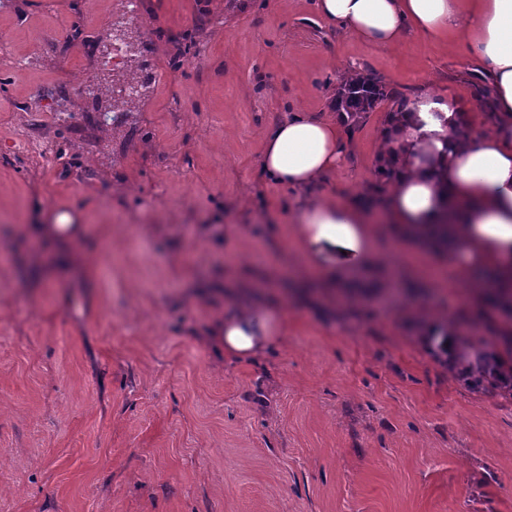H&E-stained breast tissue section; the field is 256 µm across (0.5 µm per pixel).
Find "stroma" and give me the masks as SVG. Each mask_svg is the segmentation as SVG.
I'll use <instances>...</instances> for the list:
<instances>
[{"label":"stroma","instance_id":"obj_1","mask_svg":"<svg viewBox=\"0 0 512 512\" xmlns=\"http://www.w3.org/2000/svg\"><path fill=\"white\" fill-rule=\"evenodd\" d=\"M114 0H0V512H512V398L475 394L423 339L467 354L469 293L428 287L381 212L389 289L326 298L296 214L377 184L386 110L311 190L263 175L264 128L326 114L365 70L419 97L465 94L491 130L467 34L365 42L314 0H140L144 93L113 121ZM69 214L81 239H46ZM269 342L231 359L226 286Z\"/></svg>","mask_w":512,"mask_h":512}]
</instances>
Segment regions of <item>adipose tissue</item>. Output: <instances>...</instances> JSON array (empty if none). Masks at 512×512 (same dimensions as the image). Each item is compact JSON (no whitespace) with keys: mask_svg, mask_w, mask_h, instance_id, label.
I'll return each instance as SVG.
<instances>
[{"mask_svg":"<svg viewBox=\"0 0 512 512\" xmlns=\"http://www.w3.org/2000/svg\"><path fill=\"white\" fill-rule=\"evenodd\" d=\"M317 12L345 31L377 45L398 43L407 31L445 38L467 26L472 61L490 87L499 115L494 134L457 139L468 114L462 97H426L406 122L384 131V154L401 168L383 208L409 241L428 227L458 215L449 225L450 257L458 279L471 282L483 270L512 279V0H315ZM345 117L295 114L263 133L262 172L299 189L334 172L345 151ZM299 221L302 249L320 271L341 278L380 263L367 214L351 203H309ZM268 321L255 307L224 319V354L252 356L268 342Z\"/></svg>","mask_w":512,"mask_h":512,"instance_id":"1","label":"adipose tissue"}]
</instances>
